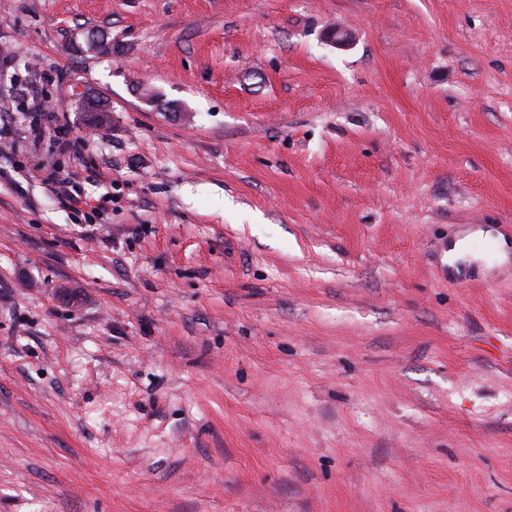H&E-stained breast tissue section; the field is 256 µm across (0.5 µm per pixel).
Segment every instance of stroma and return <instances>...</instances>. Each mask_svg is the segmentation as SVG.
<instances>
[{"label":"stroma","instance_id":"obj_1","mask_svg":"<svg viewBox=\"0 0 512 512\" xmlns=\"http://www.w3.org/2000/svg\"><path fill=\"white\" fill-rule=\"evenodd\" d=\"M474 230L512 0H0V512H512Z\"/></svg>","mask_w":512,"mask_h":512}]
</instances>
